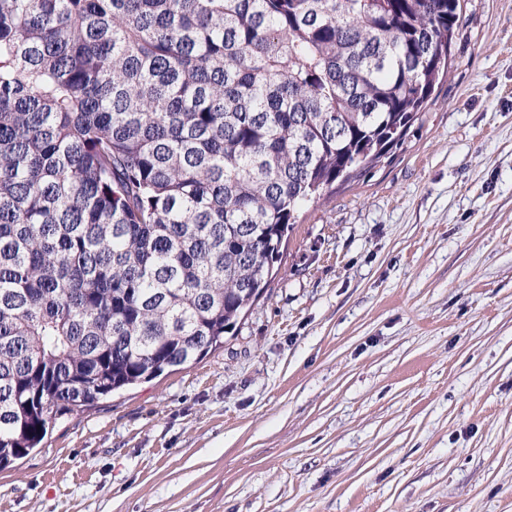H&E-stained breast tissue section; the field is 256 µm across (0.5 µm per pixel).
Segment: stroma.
I'll use <instances>...</instances> for the list:
<instances>
[{
    "label": "stroma",
    "instance_id": "stroma-1",
    "mask_svg": "<svg viewBox=\"0 0 512 512\" xmlns=\"http://www.w3.org/2000/svg\"><path fill=\"white\" fill-rule=\"evenodd\" d=\"M0 512H512V0H464L419 119L223 345L57 419Z\"/></svg>",
    "mask_w": 512,
    "mask_h": 512
}]
</instances>
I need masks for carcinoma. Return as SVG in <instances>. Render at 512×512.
I'll list each match as a JSON object with an SVG mask.
<instances>
[{
    "label": "carcinoma",
    "mask_w": 512,
    "mask_h": 512,
    "mask_svg": "<svg viewBox=\"0 0 512 512\" xmlns=\"http://www.w3.org/2000/svg\"><path fill=\"white\" fill-rule=\"evenodd\" d=\"M461 0H0V469L191 364L429 103Z\"/></svg>",
    "instance_id": "obj_1"
}]
</instances>
